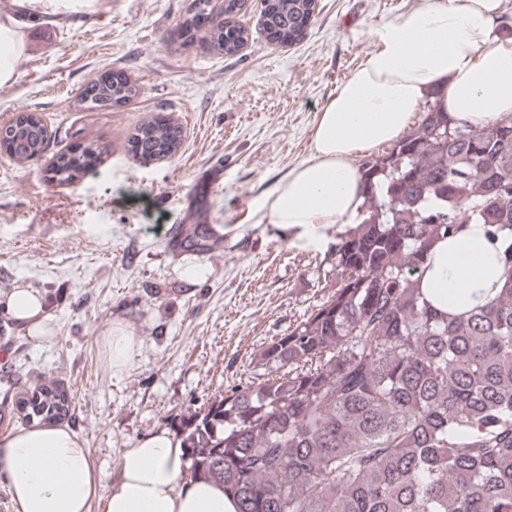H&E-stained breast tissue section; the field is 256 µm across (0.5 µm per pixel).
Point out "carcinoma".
<instances>
[{
  "label": "carcinoma",
  "mask_w": 512,
  "mask_h": 512,
  "mask_svg": "<svg viewBox=\"0 0 512 512\" xmlns=\"http://www.w3.org/2000/svg\"><path fill=\"white\" fill-rule=\"evenodd\" d=\"M243 7L224 0L215 14L192 0L176 35L235 56L250 39ZM316 8L277 0L262 8L260 32L297 44ZM140 93L118 74L89 85L80 105L105 110ZM5 139L21 163L48 136L29 112ZM127 142L141 159H166L182 130L157 116ZM108 151L85 142L52 160L48 180L71 183ZM359 171L367 194L359 223L332 245V292L260 351L262 375L184 416L191 476L223 486L237 512H512V116L459 124L428 103ZM471 222L493 242L508 232L503 285L483 305L440 311L420 288L426 264ZM172 239L191 253L213 246L205 224L179 225ZM14 399L27 422L70 412L53 381Z\"/></svg>",
  "instance_id": "obj_1"
}]
</instances>
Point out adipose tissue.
I'll list each match as a JSON object with an SVG mask.
<instances>
[{
	"mask_svg": "<svg viewBox=\"0 0 512 512\" xmlns=\"http://www.w3.org/2000/svg\"><path fill=\"white\" fill-rule=\"evenodd\" d=\"M501 0H421L377 28L376 50L319 113L313 157L289 171L256 209L259 221L322 245L335 224L358 223L364 188L353 164L362 151L397 139L412 112L436 105L449 120L478 126L512 114V37L499 31ZM26 40L11 15L0 17V85L8 83ZM501 243L469 224L440 242L421 288L438 309L482 304L500 288ZM5 311L43 339L44 293L19 288ZM120 476L103 487L84 440L65 425L37 426L0 438V479L14 512H236L221 487L188 478L184 450L167 430L125 449Z\"/></svg>",
	"mask_w": 512,
	"mask_h": 512,
	"instance_id": "adipose-tissue-1",
	"label": "adipose tissue"
}]
</instances>
